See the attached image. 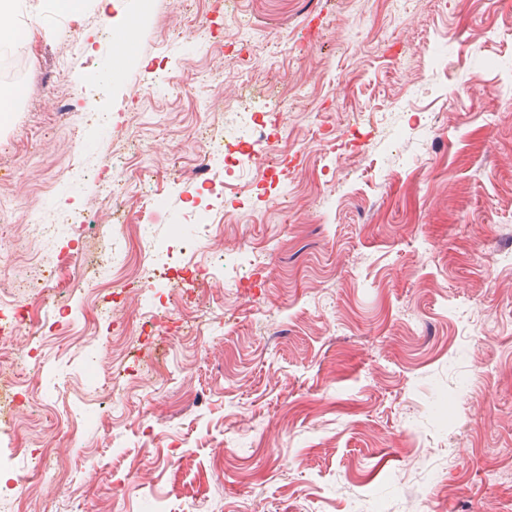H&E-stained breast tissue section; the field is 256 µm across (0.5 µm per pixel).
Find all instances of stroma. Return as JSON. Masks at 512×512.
Returning a JSON list of instances; mask_svg holds the SVG:
<instances>
[{
	"instance_id": "1",
	"label": "stroma",
	"mask_w": 512,
	"mask_h": 512,
	"mask_svg": "<svg viewBox=\"0 0 512 512\" xmlns=\"http://www.w3.org/2000/svg\"><path fill=\"white\" fill-rule=\"evenodd\" d=\"M16 4L0 57V273L87 258L64 270L56 309L33 302L0 335V358H32L0 421L16 449L0 485L30 512H155L160 496L170 512H512V0H411L398 15L386 0H239L244 66L225 0H151L146 17L112 0L113 32L141 23L125 47L103 35L99 0ZM163 61L179 94L150 91ZM81 88L107 131L84 125ZM247 105L268 136L231 187L208 141ZM272 141V182L250 184ZM120 153L117 205L98 159ZM81 163L97 181L75 182ZM144 179L169 195L153 235L173 273L244 262L237 287L198 278L197 307L114 346L154 285L140 270L99 319L113 227L137 223ZM201 202L226 222L190 256L172 221ZM45 210L90 227L27 238ZM39 452L59 481L30 479Z\"/></svg>"
}]
</instances>
